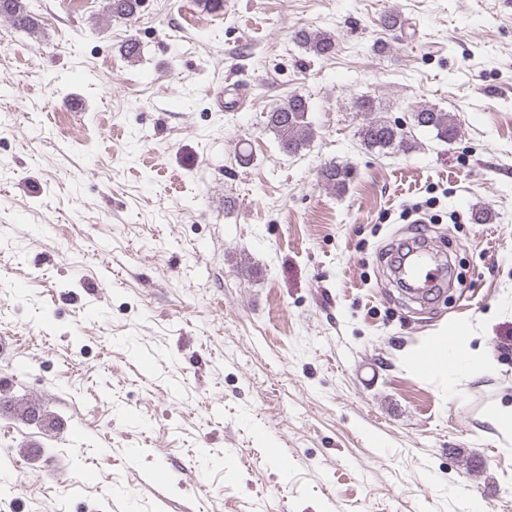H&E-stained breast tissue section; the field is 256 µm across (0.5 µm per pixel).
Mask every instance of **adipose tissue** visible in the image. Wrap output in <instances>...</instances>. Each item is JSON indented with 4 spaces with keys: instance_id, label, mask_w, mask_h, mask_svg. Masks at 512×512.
<instances>
[{
    "instance_id": "ef3b65f1",
    "label": "adipose tissue",
    "mask_w": 512,
    "mask_h": 512,
    "mask_svg": "<svg viewBox=\"0 0 512 512\" xmlns=\"http://www.w3.org/2000/svg\"><path fill=\"white\" fill-rule=\"evenodd\" d=\"M410 365L435 377H447L454 372L474 377L494 369L497 360L488 347L471 348L464 329H454L438 337L432 347L422 348L408 357Z\"/></svg>"
}]
</instances>
